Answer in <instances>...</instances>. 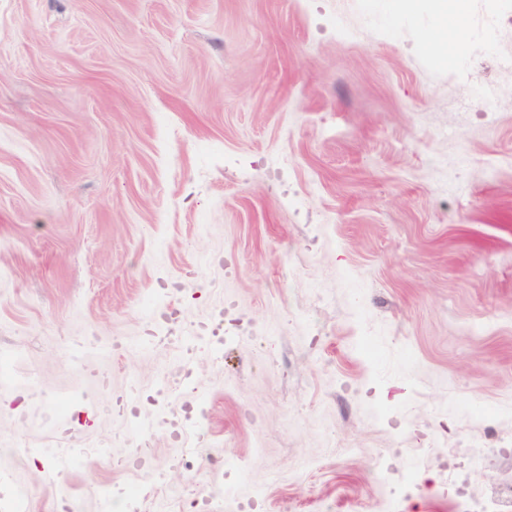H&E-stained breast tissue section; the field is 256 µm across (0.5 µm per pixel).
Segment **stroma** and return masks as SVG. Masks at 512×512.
Masks as SVG:
<instances>
[{"label": "stroma", "instance_id": "obj_1", "mask_svg": "<svg viewBox=\"0 0 512 512\" xmlns=\"http://www.w3.org/2000/svg\"><path fill=\"white\" fill-rule=\"evenodd\" d=\"M498 4L433 54L431 0H0V496L101 512L104 491L239 512H456L512 483V70L486 54ZM498 94L483 115L470 93ZM176 304L204 414L190 469L115 412L181 366L142 345ZM110 445L121 467L93 459ZM76 449L57 486L52 449ZM373 470L377 480L388 489L390 504L393 502L394 505H397L400 492L393 485L391 467L381 454L375 458Z\"/></svg>", "mask_w": 512, "mask_h": 512}]
</instances>
